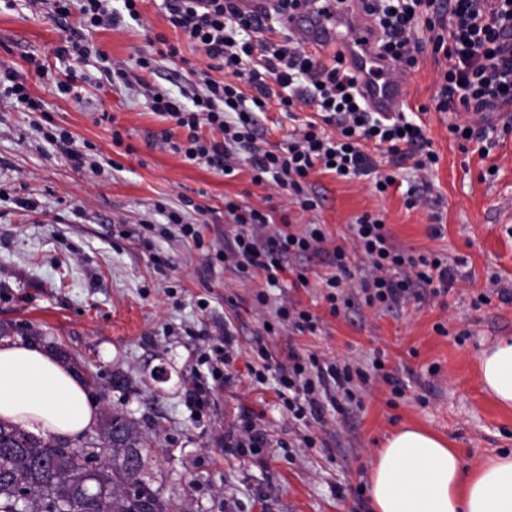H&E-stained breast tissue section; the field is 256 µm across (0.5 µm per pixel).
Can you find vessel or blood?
<instances>
[{"label": "vessel or blood", "instance_id": "1", "mask_svg": "<svg viewBox=\"0 0 512 512\" xmlns=\"http://www.w3.org/2000/svg\"><path fill=\"white\" fill-rule=\"evenodd\" d=\"M289 31L311 50L339 54L358 78L359 91L371 111L391 116L402 111L407 91L378 48V36L366 18L349 19L334 0H313L303 14L290 15Z\"/></svg>", "mask_w": 512, "mask_h": 512}]
</instances>
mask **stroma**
Masks as SVG:
<instances>
[{
  "label": "stroma",
  "mask_w": 512,
  "mask_h": 512,
  "mask_svg": "<svg viewBox=\"0 0 512 512\" xmlns=\"http://www.w3.org/2000/svg\"><path fill=\"white\" fill-rule=\"evenodd\" d=\"M139 11L141 22L90 40L130 66L158 38L177 40L184 60L206 68L207 58L166 22L162 0H141ZM77 24L74 14L57 19L49 0L0 9V63L24 74L44 104L40 112L0 108V192L11 197L0 203V328L12 341L41 336L80 364L95 381L89 393L100 412L123 411L148 440L145 479L176 512H370V463L405 424L446 439L469 467L512 451V407L485 392L478 370L484 349L512 337V302L492 293L512 291V131L499 134L488 157L460 149L448 124L467 113L429 108L443 57L424 53L403 79L411 107L428 108L426 133L440 157L433 171L408 163L400 171L405 186L423 188L420 207L406 208L402 189L382 196L367 178L324 173L311 177L322 197L316 210L273 200L298 228L322 224L343 245L358 216L384 214L398 243L441 254L454 270L448 296L389 311L360 304L332 317L319 286L331 272L326 256L291 259L308 287H293L287 275L270 289L232 264L203 263L193 243L165 232L163 210L188 198L202 207L189 218L204 224L206 244L223 250L234 233L225 198L257 206L268 190L245 170L227 179L185 163L157 144L168 123L142 95L112 87L92 64H60L56 50ZM33 57L51 76L35 75ZM69 69L82 78L75 97L56 91ZM52 124L107 154L112 169L96 176L71 166L42 140ZM154 249L166 267L153 266ZM261 290L322 317L320 332L265 333L271 314L254 299ZM482 293L489 302H478ZM293 349L365 368L382 358L402 393L376 378L361 403L325 407L318 422L296 420L275 392ZM116 372L124 387H113ZM249 422L263 446L243 437Z\"/></svg>",
  "instance_id": "stroma-1"
}]
</instances>
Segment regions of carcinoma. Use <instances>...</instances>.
Masks as SVG:
<instances>
[{"mask_svg": "<svg viewBox=\"0 0 512 512\" xmlns=\"http://www.w3.org/2000/svg\"><path fill=\"white\" fill-rule=\"evenodd\" d=\"M18 428L0 421V512H22L15 489L29 494V512H57L64 500L74 512H173L171 502L150 488L132 498L122 486L133 478L127 448H145L134 422L119 411L106 413L96 433L79 443L33 437L16 442Z\"/></svg>", "mask_w": 512, "mask_h": 512, "instance_id": "1", "label": "carcinoma"}]
</instances>
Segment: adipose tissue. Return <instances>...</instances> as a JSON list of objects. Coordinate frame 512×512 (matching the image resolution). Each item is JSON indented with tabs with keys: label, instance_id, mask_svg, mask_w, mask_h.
<instances>
[{
	"label": "adipose tissue",
	"instance_id": "adipose-tissue-1",
	"mask_svg": "<svg viewBox=\"0 0 512 512\" xmlns=\"http://www.w3.org/2000/svg\"><path fill=\"white\" fill-rule=\"evenodd\" d=\"M481 381L512 406V340L480 356ZM95 401L72 370L26 342L0 343V420L42 436L79 438L95 424ZM373 512H512V452L465 466L443 438L405 425L386 438L369 470Z\"/></svg>",
	"mask_w": 512,
	"mask_h": 512
}]
</instances>
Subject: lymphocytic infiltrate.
I'll use <instances>...</instances> for the list:
<instances>
[{"label": "lymphocytic infiltrate", "instance_id": "lymphocytic-infiltrate-1", "mask_svg": "<svg viewBox=\"0 0 512 512\" xmlns=\"http://www.w3.org/2000/svg\"><path fill=\"white\" fill-rule=\"evenodd\" d=\"M111 0H52L58 18L79 10L80 32L58 47L59 61L69 57L95 58L109 83H134L149 101V109L173 122L161 130L162 147L182 154L185 161L206 166L232 177L249 167L254 185L277 187L301 210L312 211L311 173L339 178L368 177L377 192H386L396 179L380 172L365 150L373 144L389 166L413 161L427 169L439 161L421 123L406 113L380 116L362 99L353 71L334 55L305 50L296 37L278 30L268 19L241 10L238 0H164L166 19L184 39L208 58L207 70L189 69L201 83L190 102H183L162 86L148 82L155 73L152 55L138 57L141 73L131 76L123 62L103 51H92L87 33L122 25L124 19L140 20L138 0H123L124 13L114 12ZM339 8L359 4L381 31L379 48L399 74L414 68L424 51L443 55L448 67L439 75L432 97L438 112L463 110L478 115V123L452 122L448 131L460 143H481L482 154L494 147L496 129L490 114L512 105V0H336ZM19 112L42 110L23 75L0 67V101ZM316 106L318 119H307L288 131L282 143L267 148L257 113L277 108L292 116L296 106ZM187 129L186 143H178L174 128ZM225 209L235 225L232 244L224 258L232 259L244 277L262 276L275 288L288 273L291 257L329 252L335 271L323 278L330 315L354 306L383 309L418 303L425 297L448 295L455 277L447 262L415 254L398 245L382 216L370 213L351 224V240L361 256L365 274L351 287L349 252L330 242L322 225L311 223L293 230L288 218H274L271 211L228 200ZM281 372L276 393L288 400V410L298 420L318 417L319 400L328 386H335L344 401L356 398L357 387L369 380L367 371L346 362L323 361L297 352Z\"/></svg>", "mask_w": 512, "mask_h": 512}]
</instances>
